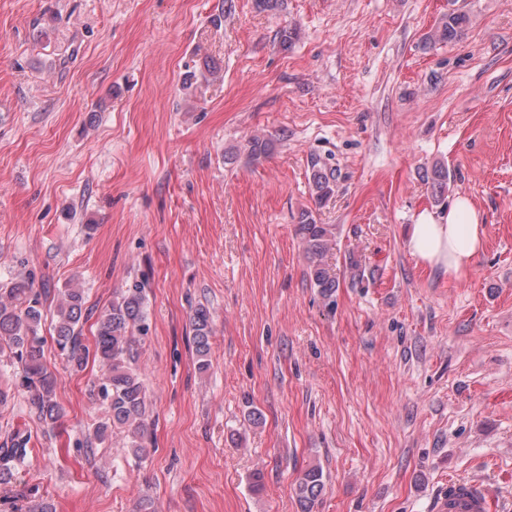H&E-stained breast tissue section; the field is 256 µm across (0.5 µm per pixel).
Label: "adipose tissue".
<instances>
[{
	"label": "adipose tissue",
	"mask_w": 512,
	"mask_h": 512,
	"mask_svg": "<svg viewBox=\"0 0 512 512\" xmlns=\"http://www.w3.org/2000/svg\"><path fill=\"white\" fill-rule=\"evenodd\" d=\"M484 218L472 200L459 196L447 211L421 210L407 234L410 254L423 267L461 280L485 247Z\"/></svg>",
	"instance_id": "ef3b65f1"
}]
</instances>
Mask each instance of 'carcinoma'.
<instances>
[{"label":"carcinoma","mask_w":512,"mask_h":512,"mask_svg":"<svg viewBox=\"0 0 512 512\" xmlns=\"http://www.w3.org/2000/svg\"><path fill=\"white\" fill-rule=\"evenodd\" d=\"M467 15L451 12L442 17L429 36V41L446 42L459 37ZM434 201L442 204L448 192V169L435 165L433 169ZM313 192L318 203L328 200L334 192L332 175L317 164L311 173ZM308 266L311 282L323 298L336 291V276L326 263V257L336 245L335 227L318 223L313 212L305 210L296 225ZM85 296L80 288H67L56 307L54 343L58 355L74 370L83 369L94 358L104 374L98 387V397L107 406V417L96 423L90 437L105 441L112 430H127L129 447L139 455L146 451L148 425L145 419L146 391L139 375L130 366L133 358V330L143 329L146 319L145 284L132 281L126 290L112 300L97 321L94 348L82 343V320L85 317ZM44 320L41 296L35 294L25 278L0 289V355L7 352L16 358L22 369L21 385L29 393V409L41 423L55 428L64 417L63 407L56 399L57 376L45 361V339L40 334ZM197 369L210 367L209 353L213 338V319L205 306L196 308L191 316ZM27 448L18 442L10 448H0V486L9 487L25 463ZM325 487L322 470L307 469L294 487L299 512H314Z\"/></svg>","instance_id":"1"}]
</instances>
